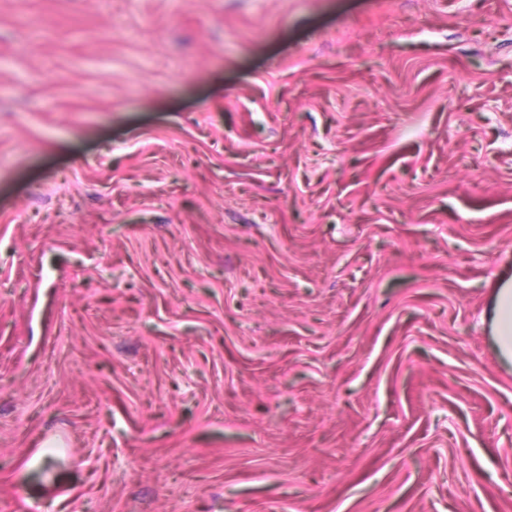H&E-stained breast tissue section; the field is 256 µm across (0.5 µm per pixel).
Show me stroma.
I'll return each mask as SVG.
<instances>
[{
	"mask_svg": "<svg viewBox=\"0 0 512 512\" xmlns=\"http://www.w3.org/2000/svg\"><path fill=\"white\" fill-rule=\"evenodd\" d=\"M505 278L512 0H0V512H512ZM494 338L503 357L512 358V283L503 282L492 306Z\"/></svg>",
	"mask_w": 512,
	"mask_h": 512,
	"instance_id": "obj_1",
	"label": "stroma"
}]
</instances>
